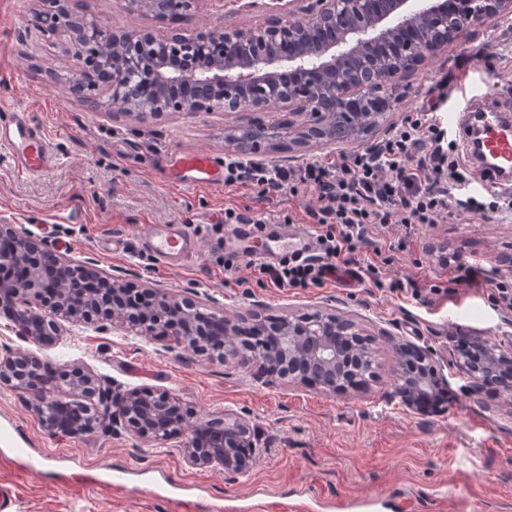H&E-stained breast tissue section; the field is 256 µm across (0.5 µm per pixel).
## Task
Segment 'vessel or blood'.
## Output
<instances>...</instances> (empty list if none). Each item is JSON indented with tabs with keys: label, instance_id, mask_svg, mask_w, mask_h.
<instances>
[{
	"label": "vessel or blood",
	"instance_id": "vessel-or-blood-1",
	"mask_svg": "<svg viewBox=\"0 0 512 512\" xmlns=\"http://www.w3.org/2000/svg\"><path fill=\"white\" fill-rule=\"evenodd\" d=\"M499 87L487 80L473 94L457 123V135L484 189L490 193H512V114L498 103ZM0 150L15 159L19 175L36 178L50 168L56 153L53 138L46 128L33 121L27 108H0ZM168 183L183 189L218 186L220 168L206 155L177 153L162 166ZM312 236L296 224L275 221L256 226L236 225L224 237V251L242 259L275 263L285 256L311 249ZM143 248L164 267H180L198 254L193 237L180 224H161L150 228L142 240Z\"/></svg>",
	"mask_w": 512,
	"mask_h": 512
}]
</instances>
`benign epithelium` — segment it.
<instances>
[{"mask_svg": "<svg viewBox=\"0 0 512 512\" xmlns=\"http://www.w3.org/2000/svg\"><path fill=\"white\" fill-rule=\"evenodd\" d=\"M198 0H124L131 15L148 20L182 19ZM224 24L185 34L162 32L146 22L138 27L72 19L68 0H34L31 22L40 26L54 12L52 30H62L64 53L76 62L91 42L103 54L90 66L69 69L64 87L80 100L85 87L102 89L104 100L88 106L141 120L170 112H268L286 109L301 119L308 139L336 144V124L353 130L378 114L366 105L393 108L407 74L421 68L465 31L512 17V0H230ZM254 14L258 20L230 18ZM232 151L248 155L238 132L225 136ZM0 268L16 276L0 278V312L8 327L37 345L62 336L63 323L81 311L84 323L133 336L184 345L199 355L224 345L220 361L248 369L266 387L315 384L329 393L362 391L377 379L373 350L358 343L363 329L350 315L316 305L283 318L271 328L281 352L257 359L231 355L241 349L243 326L224 312L200 310L199 301L161 288L149 293V315L129 307L128 290L106 276L91 259L76 260L47 244L0 225ZM466 367L473 392L493 389L512 396V350L483 336L467 343ZM392 397L409 414L438 410L448 376L431 347L410 341L393 345ZM59 371L41 357L12 350L0 353V387L21 390L52 434L76 435L91 427L122 429L162 444L183 440L186 462L197 469L244 475L256 462V428L234 412L196 418L183 401L147 387L116 391L90 368L70 363Z\"/></svg>", "mask_w": 512, "mask_h": 512, "instance_id": "7a95c632", "label": "benign epithelium"}]
</instances>
